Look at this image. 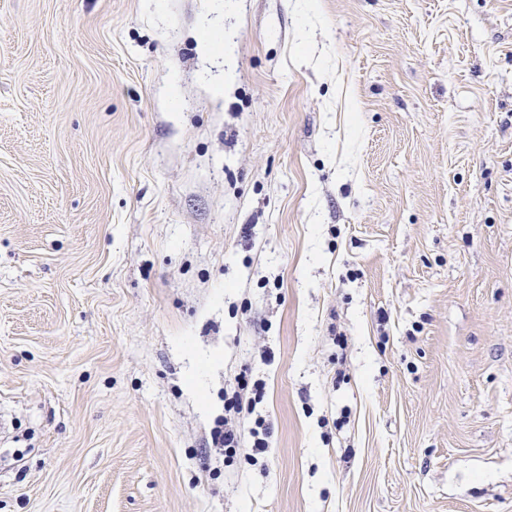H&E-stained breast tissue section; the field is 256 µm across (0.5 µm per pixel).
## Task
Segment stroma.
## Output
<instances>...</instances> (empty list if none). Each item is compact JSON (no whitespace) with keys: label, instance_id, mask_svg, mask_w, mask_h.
Segmentation results:
<instances>
[{"label":"stroma","instance_id":"35a3bbf8","mask_svg":"<svg viewBox=\"0 0 512 512\" xmlns=\"http://www.w3.org/2000/svg\"><path fill=\"white\" fill-rule=\"evenodd\" d=\"M0 413V512H512V0H0ZM263 388L259 380L251 383L245 372L235 377L230 393L224 394V421L218 424L211 436L213 446L224 448V455L244 453L249 459L255 460L259 455L269 454L270 427L266 420L256 416L254 420L247 421L255 413ZM249 390L254 397L249 396Z\"/></svg>","mask_w":512,"mask_h":512}]
</instances>
